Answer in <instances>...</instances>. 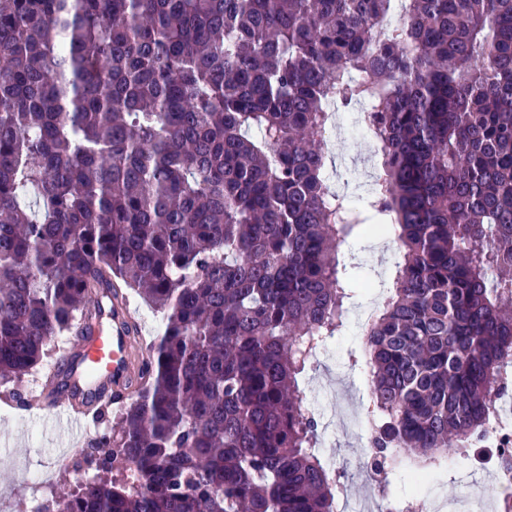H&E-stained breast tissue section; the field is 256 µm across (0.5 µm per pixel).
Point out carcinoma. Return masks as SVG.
Instances as JSON below:
<instances>
[{
  "instance_id": "carcinoma-1",
  "label": "carcinoma",
  "mask_w": 512,
  "mask_h": 512,
  "mask_svg": "<svg viewBox=\"0 0 512 512\" xmlns=\"http://www.w3.org/2000/svg\"><path fill=\"white\" fill-rule=\"evenodd\" d=\"M369 106V216L329 106ZM358 224L397 274L364 336L381 467L485 428L512 367V0H0V378L93 295L165 330L59 512H336L298 376ZM370 139L363 132L341 129L327 149L325 171L330 184L339 193L355 196V202H362L370 195L368 190L379 174L380 158L377 153L370 155ZM363 160L370 175L366 184L362 183Z\"/></svg>"
}]
</instances>
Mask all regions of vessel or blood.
I'll list each match as a JSON object with an SVG mask.
<instances>
[{"label":"vessel or blood","mask_w":512,"mask_h":512,"mask_svg":"<svg viewBox=\"0 0 512 512\" xmlns=\"http://www.w3.org/2000/svg\"><path fill=\"white\" fill-rule=\"evenodd\" d=\"M102 315L107 327L92 326L82 341L66 348L45 380L27 393L23 405L27 411L53 413L73 442L87 429L92 411L125 404L143 383L140 365L147 344L127 301L113 300ZM62 376L68 379L66 390H54Z\"/></svg>","instance_id":"b4317fda"}]
</instances>
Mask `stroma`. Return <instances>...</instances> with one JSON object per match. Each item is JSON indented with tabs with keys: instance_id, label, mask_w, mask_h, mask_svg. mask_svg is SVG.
<instances>
[{
	"instance_id": "stroma-1",
	"label": "stroma",
	"mask_w": 512,
	"mask_h": 512,
	"mask_svg": "<svg viewBox=\"0 0 512 512\" xmlns=\"http://www.w3.org/2000/svg\"><path fill=\"white\" fill-rule=\"evenodd\" d=\"M379 157L370 153V139L364 133L341 130L328 147L326 172L332 187L340 193L363 201L369 187L364 177H377ZM396 245L386 241L373 247L361 228H354L340 249V256L348 269L359 279L382 277L390 281L394 275ZM331 357L310 362L300 377V386L307 399L326 397L337 378H344L346 387L361 406L371 400L368 375L359 360L363 358V339L357 336L353 325L336 335L329 343ZM10 386L0 385V512H27L31 482L43 471H52L54 478L46 500L50 508L79 487L81 476L88 467L83 463L82 450H74L65 466H58L61 451L58 421L45 414L29 415L5 405L3 398ZM320 452L326 463L335 465L345 474L347 491L352 495L369 493L370 487L360 473L358 464L367 448L356 434L336 429L335 433L321 432Z\"/></svg>"
}]
</instances>
